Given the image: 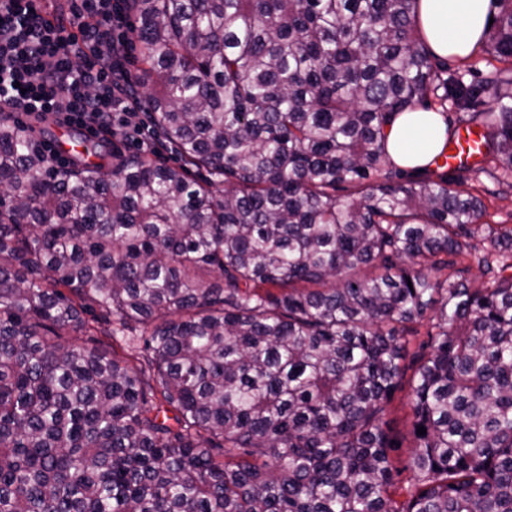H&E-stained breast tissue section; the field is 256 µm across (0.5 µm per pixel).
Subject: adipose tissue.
Returning a JSON list of instances; mask_svg holds the SVG:
<instances>
[{"label":"adipose tissue","instance_id":"obj_1","mask_svg":"<svg viewBox=\"0 0 512 512\" xmlns=\"http://www.w3.org/2000/svg\"><path fill=\"white\" fill-rule=\"evenodd\" d=\"M489 11L490 0H418L422 40L436 56L466 59L484 38ZM386 132L388 153L404 168L430 166L448 143V129L432 111L399 113Z\"/></svg>","mask_w":512,"mask_h":512}]
</instances>
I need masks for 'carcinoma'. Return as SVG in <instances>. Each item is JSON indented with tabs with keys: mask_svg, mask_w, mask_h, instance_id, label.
Listing matches in <instances>:
<instances>
[{
	"mask_svg": "<svg viewBox=\"0 0 512 512\" xmlns=\"http://www.w3.org/2000/svg\"><path fill=\"white\" fill-rule=\"evenodd\" d=\"M492 6L466 83L417 0H129L179 165L55 173L0 119V512H512V227L386 144L451 101L512 188ZM477 232L481 279L451 278ZM428 312L399 487L385 407Z\"/></svg>",
	"mask_w": 512,
	"mask_h": 512,
	"instance_id": "1",
	"label": "carcinoma"
}]
</instances>
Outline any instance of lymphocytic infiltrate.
Wrapping results in <instances>:
<instances>
[{
  "label": "lymphocytic infiltrate",
  "instance_id": "lymphocytic-infiltrate-1",
  "mask_svg": "<svg viewBox=\"0 0 512 512\" xmlns=\"http://www.w3.org/2000/svg\"><path fill=\"white\" fill-rule=\"evenodd\" d=\"M129 45L127 0H79L66 19L44 17L33 0H0V105L25 132L52 123L154 151Z\"/></svg>",
  "mask_w": 512,
  "mask_h": 512
}]
</instances>
